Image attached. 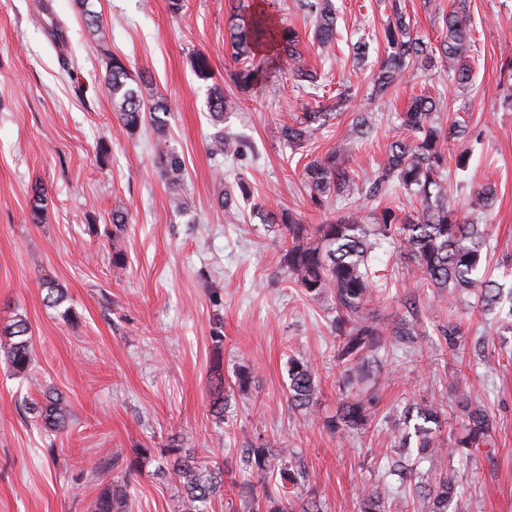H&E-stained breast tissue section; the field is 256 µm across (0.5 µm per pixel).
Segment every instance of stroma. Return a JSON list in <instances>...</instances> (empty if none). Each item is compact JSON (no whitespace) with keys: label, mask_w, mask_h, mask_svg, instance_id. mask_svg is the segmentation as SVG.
<instances>
[{"label":"stroma","mask_w":512,"mask_h":512,"mask_svg":"<svg viewBox=\"0 0 512 512\" xmlns=\"http://www.w3.org/2000/svg\"><path fill=\"white\" fill-rule=\"evenodd\" d=\"M107 28V47L89 37L74 0H0V327L27 318L32 336L29 374L14 375L0 359V512H93L94 503L141 448L152 451L127 489L129 512H183L182 488L167 473L161 448L189 436L197 456L224 464V489L214 512H247L244 484L257 477L244 450L257 437L277 441L283 459L301 461L302 495L321 512H359L358 491L384 483L386 512H432L426 492L404 483L396 465L426 478L454 476L458 494L448 512H512V329L475 298L441 305L420 286L384 243L373 258L388 279L375 309L395 322L414 309L424 333L413 343L390 344L375 368L379 410L360 435H333L322 418L335 415L347 390L341 381L332 296L306 299L279 263L280 243L252 213L253 204L286 209L317 224L351 208L311 205L301 180L305 164L349 144L358 182L375 178L388 144L400 135L399 115L413 96L441 99L436 120L466 124L451 155H471L467 174L450 171L448 204L467 216L470 193L494 185L493 208L481 221L487 232L486 272L512 289V83L500 69L512 59V0H471L472 79L458 87L445 68L412 63L385 96H373L372 76L386 49V0H334L336 42L321 47L303 0H265L266 9L298 32L304 64L323 77L325 97L349 86L351 98L336 119L303 149L279 137L312 97L287 73L271 71L253 91L239 90L227 30L232 0H92ZM414 34L434 42L448 0H405ZM371 45L368 60H353L357 41ZM121 56L132 74L172 105L168 140L186 168L187 211L169 208L172 187L154 162L151 127L121 130L102 82L105 55ZM206 55L211 81L196 76L191 59ZM236 103L225 130L248 151L235 160L207 150L214 131L210 83ZM375 118L361 137L353 120ZM107 156H99L100 144ZM245 178L254 192L243 220H224L214 186ZM47 191L42 223L30 220L34 187ZM129 213L123 231L111 223L114 207ZM122 251L126 267L112 271ZM66 292L61 306L45 301L44 281ZM459 323L449 347L439 327ZM221 331L223 344L212 333ZM314 362L319 382L313 409L289 407L288 360ZM220 364L228 406L224 423L210 412L209 373ZM251 383L238 387L239 369ZM54 390L69 403L66 432L45 433L26 410ZM469 397L494 422L493 445L449 452L423 462L400 448L394 416L429 400L442 411L439 436L453 444L463 432L457 401Z\"/></svg>","instance_id":"1"}]
</instances>
